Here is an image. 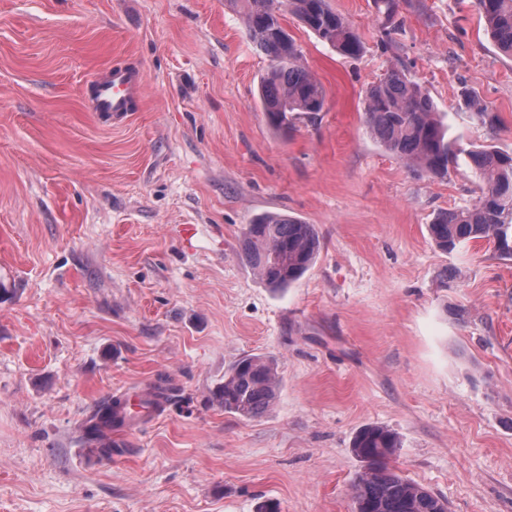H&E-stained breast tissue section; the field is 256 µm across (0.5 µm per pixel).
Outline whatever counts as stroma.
Here are the masks:
<instances>
[{"label":"stroma","mask_w":512,"mask_h":512,"mask_svg":"<svg viewBox=\"0 0 512 512\" xmlns=\"http://www.w3.org/2000/svg\"><path fill=\"white\" fill-rule=\"evenodd\" d=\"M329 4L364 49L283 14L326 93L284 132L230 0H0V512H354L371 425L448 512H512V260L438 249L435 214L475 198L468 165L411 170L364 122L367 86L398 67L449 138L512 153V57L472 0H403L388 45L374 0ZM116 67L145 81L117 117L91 108ZM263 212L321 241L279 293L239 257ZM252 354L282 386L244 419L215 393ZM132 388L162 406L102 456L86 416Z\"/></svg>","instance_id":"1"}]
</instances>
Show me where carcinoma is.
<instances>
[{
	"label": "carcinoma",
	"instance_id": "cac0c4a2",
	"mask_svg": "<svg viewBox=\"0 0 512 512\" xmlns=\"http://www.w3.org/2000/svg\"><path fill=\"white\" fill-rule=\"evenodd\" d=\"M238 8L251 40L270 64L261 78L259 99L270 123L288 126L293 112H321L325 92L301 52L281 23L275 0H230ZM293 14L322 43L347 58L361 54L362 41L349 22L329 0H286ZM386 24L385 36L394 30L400 0H374ZM489 38L512 56V0H474ZM465 106L479 119L494 123L496 117L476 92H462ZM364 121L379 142L406 165L445 179L458 166L459 156L478 181L479 194L463 207L440 211L429 233L445 252L470 241L493 244L501 258L512 259V154L491 145L465 149L448 137V125L429 92L391 69L365 90ZM320 250L315 225L283 213H264L246 225L240 256L273 290L290 287L314 264ZM278 362L263 354L245 356L224 372V383L216 393L224 411L250 419L262 415L276 401L280 386ZM121 402L97 406L87 419L86 434L100 441L99 452L112 456L107 433L123 425L118 415ZM400 448L396 434L381 426L361 429L354 438L353 452L367 463L352 484L354 512H448L447 504L422 486L389 467Z\"/></svg>",
	"mask_w": 512,
	"mask_h": 512
}]
</instances>
